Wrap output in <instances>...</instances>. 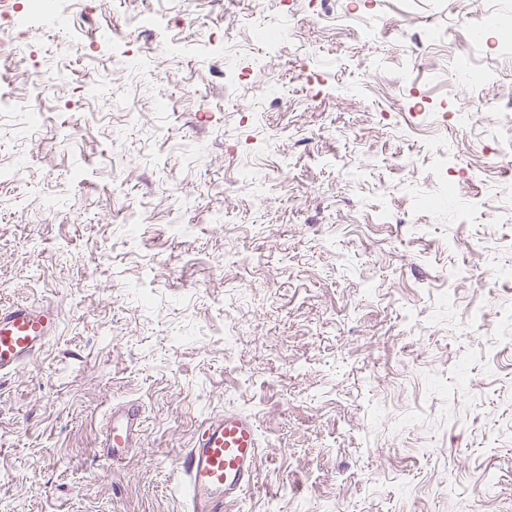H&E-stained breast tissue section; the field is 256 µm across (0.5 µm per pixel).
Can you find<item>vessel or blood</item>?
<instances>
[{
  "label": "vessel or blood",
  "instance_id": "vessel-or-blood-1",
  "mask_svg": "<svg viewBox=\"0 0 512 512\" xmlns=\"http://www.w3.org/2000/svg\"><path fill=\"white\" fill-rule=\"evenodd\" d=\"M59 330L57 311L33 304L0 305V376L33 362ZM138 403L112 409L101 446L112 462H120L141 444ZM261 461L258 426L238 410L204 419L180 462L189 490L190 512H223L252 485Z\"/></svg>",
  "mask_w": 512,
  "mask_h": 512
}]
</instances>
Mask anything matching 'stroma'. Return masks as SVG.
Returning <instances> with one entry per match:
<instances>
[{
  "label": "stroma",
  "mask_w": 512,
  "mask_h": 512,
  "mask_svg": "<svg viewBox=\"0 0 512 512\" xmlns=\"http://www.w3.org/2000/svg\"><path fill=\"white\" fill-rule=\"evenodd\" d=\"M355 1L70 0L0 54V305L59 316L0 378V512H187L179 460L227 409L263 454L224 512H512V0ZM147 8L171 25L131 29ZM256 10L292 32L276 104L225 78ZM147 48L164 77L125 72ZM462 56L493 83H449ZM141 412L138 403L128 401L108 413L100 448L112 462H121L130 449L140 447Z\"/></svg>",
  "instance_id": "35a3bbf8"
}]
</instances>
